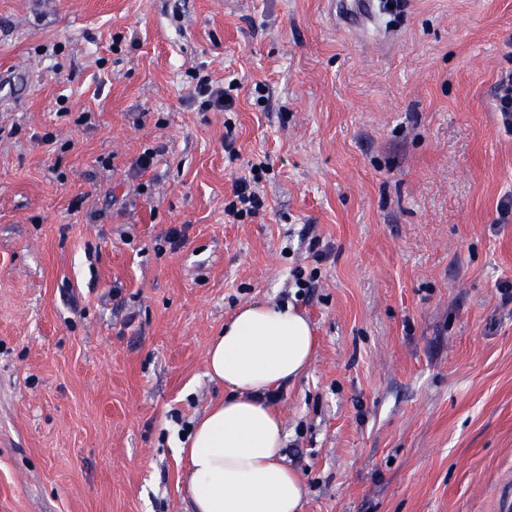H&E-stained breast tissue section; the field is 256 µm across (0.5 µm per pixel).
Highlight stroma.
Returning <instances> with one entry per match:
<instances>
[{
  "mask_svg": "<svg viewBox=\"0 0 512 512\" xmlns=\"http://www.w3.org/2000/svg\"><path fill=\"white\" fill-rule=\"evenodd\" d=\"M1 71L0 512H186L206 350L252 302L317 338L277 403L302 512H500L512 0H0ZM205 74L232 111L190 99ZM264 168L266 166L262 162L251 164L249 171L251 177L242 176L237 179L233 189L234 199L225 205L224 213H227L233 219H242L243 217H250L258 213L262 204L256 193L255 184L259 180V172H255V169L262 171Z\"/></svg>",
  "mask_w": 512,
  "mask_h": 512,
  "instance_id": "obj_1",
  "label": "stroma"
}]
</instances>
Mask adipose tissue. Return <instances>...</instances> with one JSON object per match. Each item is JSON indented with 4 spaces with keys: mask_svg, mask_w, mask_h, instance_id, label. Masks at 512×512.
Wrapping results in <instances>:
<instances>
[{
    "mask_svg": "<svg viewBox=\"0 0 512 512\" xmlns=\"http://www.w3.org/2000/svg\"><path fill=\"white\" fill-rule=\"evenodd\" d=\"M316 347L292 304L240 308L209 345L206 368L224 387L184 449L189 512H300L304 485L286 466L287 435L265 396L302 376Z\"/></svg>",
    "mask_w": 512,
    "mask_h": 512,
    "instance_id": "1",
    "label": "adipose tissue"
}]
</instances>
